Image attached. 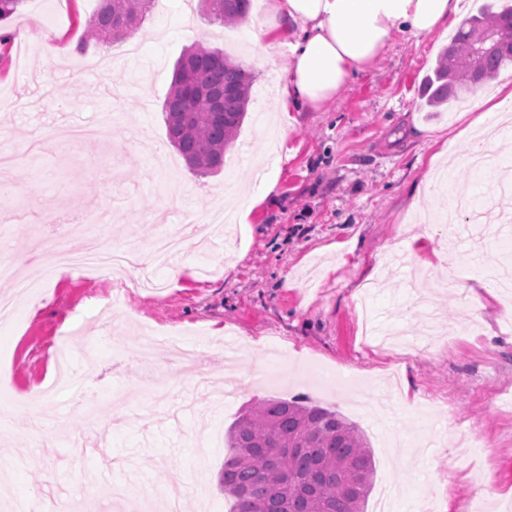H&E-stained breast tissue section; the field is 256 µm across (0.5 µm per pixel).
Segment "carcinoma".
<instances>
[{
	"instance_id": "carcinoma-1",
	"label": "carcinoma",
	"mask_w": 512,
	"mask_h": 512,
	"mask_svg": "<svg viewBox=\"0 0 512 512\" xmlns=\"http://www.w3.org/2000/svg\"><path fill=\"white\" fill-rule=\"evenodd\" d=\"M152 0H100L76 49L113 45L139 32ZM204 15L238 25L250 0H200ZM491 36L512 40V6H487L467 19L437 55L425 106L440 112L512 67V51L487 50ZM255 77L242 62L196 45L177 60L163 102L167 138L195 172L224 165L246 116ZM221 483L231 512H365L375 461L370 443L341 413L300 397L268 399L241 413L227 433Z\"/></svg>"
}]
</instances>
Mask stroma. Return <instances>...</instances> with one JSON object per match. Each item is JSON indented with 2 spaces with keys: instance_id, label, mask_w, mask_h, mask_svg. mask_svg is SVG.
I'll use <instances>...</instances> for the list:
<instances>
[{
  "instance_id": "1",
  "label": "stroma",
  "mask_w": 512,
  "mask_h": 512,
  "mask_svg": "<svg viewBox=\"0 0 512 512\" xmlns=\"http://www.w3.org/2000/svg\"><path fill=\"white\" fill-rule=\"evenodd\" d=\"M99 0H25L0 21L8 35L0 61V147L19 156L0 179L21 191L0 210V296L29 275L33 235L51 208L93 216L70 237L72 251L93 238L136 249L137 276L164 289L113 286L93 271L62 273L41 296L20 299L0 324V370L18 394L54 375L60 344L73 376L98 395L94 420L78 399L56 391L49 416L29 411L0 420V485L22 498L83 500V512H129L119 485L165 492L174 471L186 488L182 512H229L220 483L226 434L241 411L270 398L304 396L333 408L364 432L376 473L366 512L383 487L399 488L394 512H420L438 497L441 512H512V296L489 297L496 270L512 267V214L501 190L479 178L461 131L471 102L426 111L425 76L451 32L395 38L385 56L319 112L290 115L288 135L256 122L272 112L270 65L244 26L208 22L198 6H152L133 55L91 67L98 47L77 52ZM59 50L45 59L41 36ZM224 49L256 74L248 113L217 175H199L169 144L162 105L174 63L194 44ZM111 117L107 141L25 153L38 133ZM478 193L474 221H439L448 192ZM271 173L274 191L247 223L225 237L201 225L224 199ZM180 197L170 227L182 238L174 262L157 265L148 245L169 185ZM453 290L439 288L445 278ZM154 337L141 357V337ZM182 338L211 382L170 358ZM238 340L239 396L223 402L212 383L215 353ZM129 395L109 406L113 390ZM485 452L462 454L475 437ZM491 477L489 493L476 484Z\"/></svg>"
}]
</instances>
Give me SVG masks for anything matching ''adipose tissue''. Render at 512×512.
<instances>
[{
    "label": "adipose tissue",
    "instance_id": "ef3b65f1",
    "mask_svg": "<svg viewBox=\"0 0 512 512\" xmlns=\"http://www.w3.org/2000/svg\"><path fill=\"white\" fill-rule=\"evenodd\" d=\"M461 0H271L252 29L272 65L283 112L327 107L339 90L386 54L395 34L425 37L457 24ZM287 54H280V46Z\"/></svg>",
    "mask_w": 512,
    "mask_h": 512
}]
</instances>
